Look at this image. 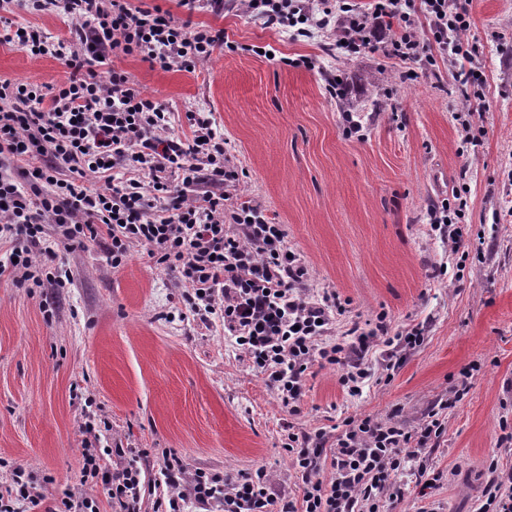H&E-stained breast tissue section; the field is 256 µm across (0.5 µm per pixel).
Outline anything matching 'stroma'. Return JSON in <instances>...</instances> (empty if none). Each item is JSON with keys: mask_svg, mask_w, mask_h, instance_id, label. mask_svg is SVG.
Returning a JSON list of instances; mask_svg holds the SVG:
<instances>
[{"mask_svg": "<svg viewBox=\"0 0 512 512\" xmlns=\"http://www.w3.org/2000/svg\"><path fill=\"white\" fill-rule=\"evenodd\" d=\"M196 26L223 29L229 44L194 72L167 71L134 57L115 60L172 114L171 133L189 132L187 112L211 113L242 170L241 198L283 225L309 268V291L329 288L345 304L330 331L386 313L391 331L420 328L424 341L392 350L375 338L371 377L352 397L335 367L313 366L299 414L282 407L219 321L189 312L175 272L134 248L121 268L106 240L60 249L63 288L29 290L0 277V486L14 468L48 478L54 499L73 489L82 464L85 415L107 421L112 444L163 449L189 470L237 476L267 465L273 487L300 496L302 478L283 445L289 433L324 430L349 417L419 427L440 411L445 432L423 456L441 472L395 512H476L491 480L490 452L501 416L512 419V0H468L463 34L481 62V98L463 95L460 68L419 26L416 60L381 46L337 49L333 30L297 36L235 7L187 13L178 0H145ZM305 58L309 67L290 62ZM342 76L358 133L327 80ZM68 70L0 43V81L56 86ZM474 114L461 135L457 112ZM462 194L469 255L452 256L429 211ZM448 273H437L440 263ZM470 389L441 409L459 380Z\"/></svg>", "mask_w": 512, "mask_h": 512, "instance_id": "1", "label": "stroma"}]
</instances>
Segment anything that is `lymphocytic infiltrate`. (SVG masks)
<instances>
[{
	"mask_svg": "<svg viewBox=\"0 0 512 512\" xmlns=\"http://www.w3.org/2000/svg\"><path fill=\"white\" fill-rule=\"evenodd\" d=\"M32 12L69 18L67 38L38 30L0 28V40L21 45L35 58L53 56L69 70L67 81L47 89L34 83L0 82V275L24 288H62L70 278L55 260L59 247L108 239L113 267L124 266L133 247H144L155 264L177 272L190 312L220 318L253 367L266 376L289 414L300 411L314 365L340 370L347 394L361 393L370 373L363 359L374 338L416 347L420 329L390 334L386 314L374 328H351L342 340L326 335L342 313L335 294L311 300L309 270L291 250L282 225L263 210L235 201L238 170L224 151L207 112H190V136H170L165 107L132 83L125 72L100 73L102 60L134 56L164 69L188 72L224 44V32L191 27L160 7H135L129 0H18ZM248 14L268 25L318 28L336 25L341 41L357 52L377 36L381 19L401 22L388 52L416 59L420 41L416 14L428 20L434 42L449 61L466 60L460 37L467 28L465 0H373L369 11L332 0H242ZM470 74H477L471 65ZM100 187H93V180ZM79 492L65 494L48 512H99L83 486H101L119 512H138L143 471L136 465L110 470L97 446L98 425L83 424ZM444 433L430 418L419 429L364 416L347 418L327 447L326 433H289L285 449L302 477V495L276 492L265 466L229 478L188 472L181 457L165 451L157 474L167 493L155 512H184L187 502L215 512H383L406 489L399 477ZM332 476L322 479L323 462ZM13 484L0 490V512H34L45 495L40 484L15 469Z\"/></svg>",
	"mask_w": 512,
	"mask_h": 512,
	"instance_id": "1",
	"label": "lymphocytic infiltrate"
}]
</instances>
